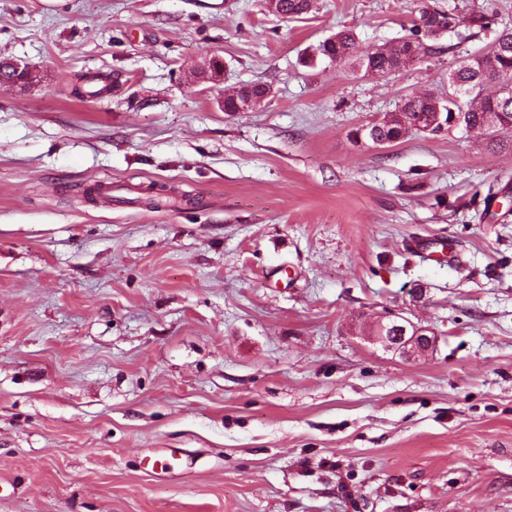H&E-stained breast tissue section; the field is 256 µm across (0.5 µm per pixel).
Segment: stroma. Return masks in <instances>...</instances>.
<instances>
[{"label": "stroma", "mask_w": 512, "mask_h": 512, "mask_svg": "<svg viewBox=\"0 0 512 512\" xmlns=\"http://www.w3.org/2000/svg\"><path fill=\"white\" fill-rule=\"evenodd\" d=\"M418 3L0 0V59L41 74L0 87V512H512V204L484 203L512 152L349 137L495 34L386 77L302 62L410 35ZM392 313L427 356L373 342ZM315 0H276L274 9L271 10L274 14L287 18H300L312 12L315 8ZM263 90H268L269 94L271 93V87L267 84L244 85L233 89L230 91V95L223 99L222 109L224 112H233L237 108V102H242L246 95L257 97L263 92ZM256 105L257 103H255L252 98H249L245 104H239L238 109L235 112H244Z\"/></svg>", "instance_id": "stroma-1"}]
</instances>
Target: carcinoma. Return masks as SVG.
<instances>
[{
  "label": "carcinoma",
  "mask_w": 512,
  "mask_h": 512,
  "mask_svg": "<svg viewBox=\"0 0 512 512\" xmlns=\"http://www.w3.org/2000/svg\"><path fill=\"white\" fill-rule=\"evenodd\" d=\"M315 0H276L273 13L287 19L299 18L312 12ZM419 17L411 30V35L385 44L375 51L362 57L353 55L355 35L348 29H341L322 42L317 53L336 61L353 72H364L375 76H388L403 71L422 59L426 54L438 50L434 42L438 41L442 32L431 29L436 19L450 12L455 15L457 26L480 32L498 25V13L492 4L487 3L464 14L458 8L443 9L427 0H420ZM431 44H426V41ZM496 48L494 57L489 59L482 55H468L464 61L468 66H459L448 73V83L457 84V89L468 95L469 100L456 101L450 97L441 98L431 93L414 94L401 100V111L388 112L367 124L350 131L355 142L369 137L384 138L397 142L407 135L418 131L419 127L428 125L435 112L442 117L453 119V115L463 116V123L476 129L478 135H493L499 127L508 122L512 124V95L502 97L496 102L505 119H493V108H484L480 98L492 84L508 82L512 84V28L505 26L496 32L492 43ZM271 90L267 84L244 85L230 91L224 99V111L233 112L237 103L245 96H259L264 91Z\"/></svg>",
  "instance_id": "1"
}]
</instances>
